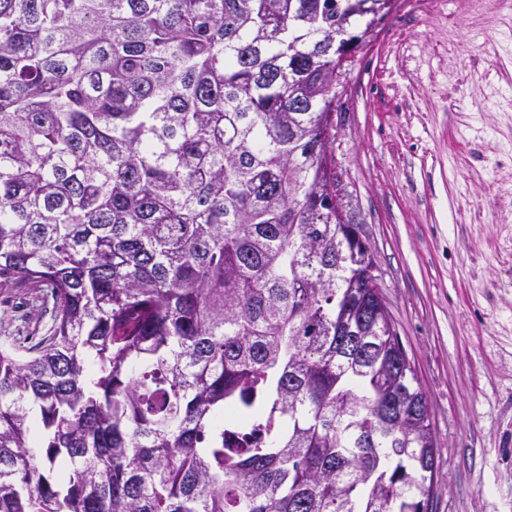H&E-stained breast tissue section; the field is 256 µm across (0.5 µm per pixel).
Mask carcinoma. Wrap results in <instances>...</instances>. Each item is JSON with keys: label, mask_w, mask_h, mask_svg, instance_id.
I'll use <instances>...</instances> for the list:
<instances>
[{"label": "carcinoma", "mask_w": 512, "mask_h": 512, "mask_svg": "<svg viewBox=\"0 0 512 512\" xmlns=\"http://www.w3.org/2000/svg\"><path fill=\"white\" fill-rule=\"evenodd\" d=\"M355 2L0 0V286L52 321L0 346V512L432 498L427 394L318 201Z\"/></svg>", "instance_id": "cac0c4a2"}]
</instances>
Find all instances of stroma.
Returning <instances> with one entry per match:
<instances>
[{"label": "stroma", "mask_w": 512, "mask_h": 512, "mask_svg": "<svg viewBox=\"0 0 512 512\" xmlns=\"http://www.w3.org/2000/svg\"><path fill=\"white\" fill-rule=\"evenodd\" d=\"M332 154L429 400L431 512H512V9L397 0L343 78ZM51 327L0 290V330Z\"/></svg>", "instance_id": "stroma-1"}]
</instances>
